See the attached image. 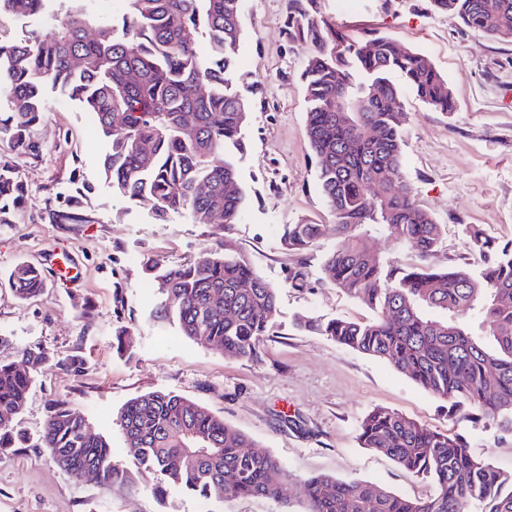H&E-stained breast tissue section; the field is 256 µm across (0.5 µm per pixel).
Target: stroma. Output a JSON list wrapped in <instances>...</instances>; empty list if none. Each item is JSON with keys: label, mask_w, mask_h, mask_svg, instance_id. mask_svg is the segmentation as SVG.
Segmentation results:
<instances>
[{"label": "stroma", "mask_w": 512, "mask_h": 512, "mask_svg": "<svg viewBox=\"0 0 512 512\" xmlns=\"http://www.w3.org/2000/svg\"><path fill=\"white\" fill-rule=\"evenodd\" d=\"M318 8L348 37L375 30L415 47L447 79L454 111H436L405 94L402 167L416 200L441 228L434 264L480 271V257L465 243L466 225L482 228L497 246L512 245V43L471 32L453 14L434 13L430 0H352L342 11L336 0H318ZM287 15L288 0H251L241 15L236 89L250 114L237 166L248 200L226 241L278 290L275 328L253 359L224 356L155 318L158 296L145 263H183L214 244L217 229L180 214L155 220L151 202L133 203L113 191L101 169L105 145L88 112L51 96V110L35 131L42 153L15 158L28 195L12 223L0 224V359L21 361L35 346L54 357L35 375L22 424L38 433L49 405L66 403L106 436L128 480L107 486L92 476L75 479L48 449L20 448L0 455V512H200L193 495L167 487L125 447L119 412L157 390L223 417L297 479L327 474L410 497L435 494L430 482L360 446L358 425L376 408L465 434L474 455L512 473V433L482 421L457 422L447 401L387 362L294 326L300 315L362 322L373 313L322 278L323 255L336 242L334 216L318 190L305 133L307 52L288 40ZM75 192L85 223L53 222L52 211ZM300 222L320 225L322 235L297 254L284 248L281 233L283 225ZM52 256L68 261L71 281L48 277L38 297L19 299L9 282L13 268L40 267ZM298 270L304 278L297 286ZM117 293L125 299L118 315ZM119 326L133 333L131 356L112 348ZM73 354L84 359L80 372L56 366Z\"/></svg>", "instance_id": "obj_1"}]
</instances>
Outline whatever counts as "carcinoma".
Segmentation results:
<instances>
[{
	"label": "carcinoma",
	"instance_id": "1",
	"mask_svg": "<svg viewBox=\"0 0 512 512\" xmlns=\"http://www.w3.org/2000/svg\"><path fill=\"white\" fill-rule=\"evenodd\" d=\"M92 0H0V13L23 19L51 12V33L0 42V141L17 156H36L33 128L50 112L47 91L78 102L109 139L102 167L112 189L130 201H150L156 219L170 213L191 224H214L224 234L238 223L246 192L229 149H245L247 102L233 89L242 38L241 0H126L128 11L104 21ZM437 12L457 16L482 36L512 43V0H431ZM204 36L209 53L197 51ZM288 38L307 49L302 77L309 104L306 135L319 190L335 215L336 246L322 259L331 285L375 312L368 322L321 321L300 316L296 326L361 354L388 362L433 395L448 411L468 406L512 432V249L498 248L482 229L466 227L467 248L483 257L474 274L429 262L439 227L403 183L401 159L407 112L404 87L439 112L455 104L447 80L420 51L368 32L347 40L318 15L316 0H288ZM376 88L377 96L370 95ZM347 111H336L337 104ZM193 115L192 124L184 120ZM399 188L371 186L386 175ZM22 198L13 161L0 157V224ZM76 196L52 212L57 224H82ZM320 237L318 224L283 225L282 243L305 252ZM386 237L415 251L420 263L397 271L375 253ZM147 271L160 294L159 313L180 335L228 357L251 359L270 334L277 307L273 287L221 244L187 262ZM10 279L22 298L41 293L44 272L19 263ZM223 296V305L212 298ZM478 309L485 343L460 320ZM50 360L31 349L23 364L0 360V454L29 447L20 415L33 372ZM125 445L137 462L159 472L168 486L193 494L204 506L263 496L283 512H512V474L469 452L461 433L432 430L384 409L358 427L363 448L375 449L423 480L436 494L408 498L363 480L311 476L287 486L286 469L268 451L224 419L171 391L126 403L119 417ZM36 447L48 448L60 468L79 478L92 469L104 484L126 473L112 461L106 438L66 406L47 417Z\"/></svg>",
	"mask_w": 512,
	"mask_h": 512
}]
</instances>
